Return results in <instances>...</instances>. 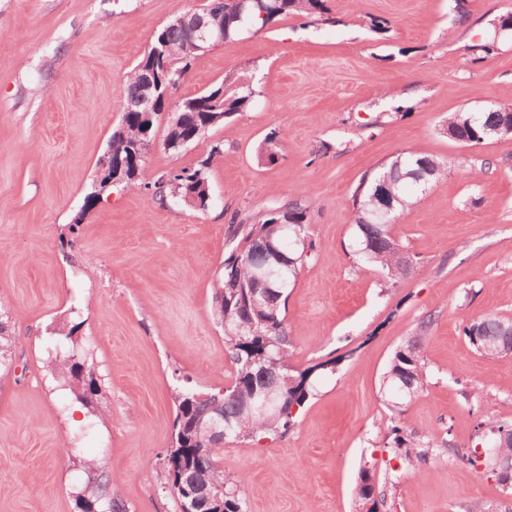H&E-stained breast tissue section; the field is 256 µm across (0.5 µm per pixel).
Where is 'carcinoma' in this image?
<instances>
[{
	"instance_id": "cac0c4a2",
	"label": "carcinoma",
	"mask_w": 512,
	"mask_h": 512,
	"mask_svg": "<svg viewBox=\"0 0 512 512\" xmlns=\"http://www.w3.org/2000/svg\"><path fill=\"white\" fill-rule=\"evenodd\" d=\"M208 20L224 31V41H230L251 28L260 29L279 19L291 16H325L323 0H213ZM190 32L174 22L156 32L153 43L129 73L125 88V107L121 124L112 132L109 148L112 160L129 158L131 138L139 126L137 105L143 95L146 71L161 69L167 63V82L176 83L188 72L195 54L189 50ZM222 89L207 91L213 98ZM224 98L219 108L203 102L196 95L186 99V119L169 123L163 139L164 148L180 150L195 142L216 125L215 118L242 111L256 90L248 78H237L222 90ZM501 119L499 109L483 112H452L445 120L447 130L457 133L458 141L479 145L493 139L491 129ZM220 148H211L209 158L194 166L180 169L181 175L167 172L153 182L154 195L186 203L189 195L197 198L196 205H206L204 182H209V159ZM448 161L432 156L401 154L389 165L365 178L353 199L354 223L358 230V254L361 260L376 267L385 282L398 283L409 278L416 262L407 255L391 234V224L399 210L410 204L405 189L422 187L427 181L447 172ZM228 252L219 288L223 297L213 293L212 304L216 319L224 325V344L234 365L228 387L210 394L190 389L179 390L174 397L175 417L170 448L164 458V473L177 512H196L184 488L188 478L200 487L213 491L210 512H246V503L238 485L224 478L218 461V451L226 440H249L262 435L285 432L294 425V409L301 408L310 396L311 377L315 368L299 372L288 362L289 327L282 304L293 286L307 253L314 252L309 239L307 208L297 199L271 207L263 219L254 224L230 227ZM482 335L494 344L475 342L472 326L463 329L470 343L484 357L500 359L512 355V321L496 314L477 320ZM424 336H413L402 344L390 360L384 377V387L393 395L394 406L412 399L427 384L426 366L422 355ZM48 370L77 388V396L91 404L100 386L94 373L86 367L85 351L64 336L47 361ZM270 391L279 397L281 412L277 416L255 410L257 393ZM219 419L224 424V437L210 431L209 425ZM484 426L495 434V451L512 458V422L492 417ZM392 458L407 468H418L435 455L437 439L414 437L402 427L393 425L387 433ZM87 485L80 496L84 510L96 512H127L125 505L112 497V477L93 462L84 463ZM366 512H378L368 476H363L358 492Z\"/></svg>"
}]
</instances>
